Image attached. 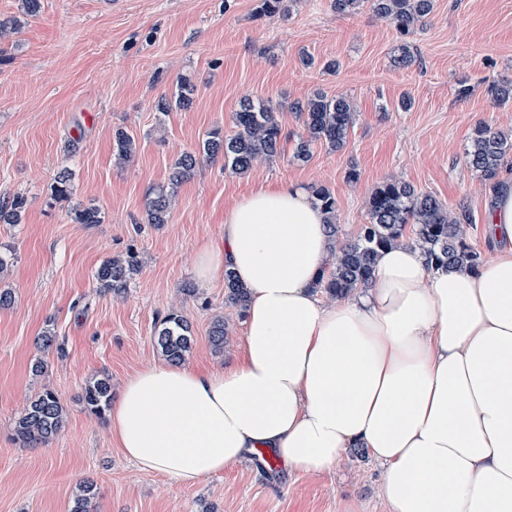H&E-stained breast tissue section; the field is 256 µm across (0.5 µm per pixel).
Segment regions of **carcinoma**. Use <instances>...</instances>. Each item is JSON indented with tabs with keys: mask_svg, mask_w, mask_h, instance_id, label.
<instances>
[{
	"mask_svg": "<svg viewBox=\"0 0 512 512\" xmlns=\"http://www.w3.org/2000/svg\"><path fill=\"white\" fill-rule=\"evenodd\" d=\"M369 3L378 17L390 22L398 34L407 38L422 28L434 9V0H332L331 7L338 14H350ZM289 5L285 0H260L257 16L286 15ZM195 85L188 77L176 82L172 97L162 96L155 104V111L166 116L175 109H185L193 102ZM293 109L303 119L306 136L299 139L293 153L296 161H307L314 146L320 144L336 152L346 143L355 121L352 103L344 96L329 97L316 91L306 99L294 103ZM235 132L226 137L214 130L207 135L199 150L185 152L175 158L170 167L168 182L149 193L146 207L147 223L164 224L172 209L180 185L195 172L201 160L220 156L231 173L244 175L261 161H270L281 154L283 132L275 107L265 101L245 100L234 117ZM114 145L118 158L130 159L136 152V141L123 129L114 132ZM512 151V135L484 122L475 127L467 156L469 163L486 181L497 179L505 157ZM54 193L57 199L66 200L72 194V174L64 169L59 172ZM317 205L330 217L331 228H336V201L328 188L313 189ZM26 199L16 195L0 202V223L21 222ZM368 222L362 225L356 238L346 242L336 251L333 271L324 283V290L332 297L346 295L352 288L365 285L371 278L373 266L381 248L396 245L404 240L408 225H413V240L430 260L449 264L467 260L476 265L481 254L471 247L461 223H471L469 215L457 218L448 214L447 207L434 195L417 190L406 181L385 182L377 186L367 200ZM139 269L138 254L131 250L122 257L105 260L96 270L94 278L100 289L115 296L125 294L130 280ZM225 303L245 310L247 293L239 288L231 274L224 277ZM228 332L224 318L215 319L209 338L216 353L224 351ZM157 346L168 361L183 362L192 349L193 335L188 321L170 312L157 318L154 325ZM38 343L43 352L63 354L64 349L54 329L45 328ZM112 401V383L107 376L88 381L82 396L84 410L97 416L105 415ZM67 410L58 395L43 389L32 397L24 411L15 418L14 439L24 446L47 444L64 429ZM96 486L86 482L75 493L70 512H92Z\"/></svg>",
	"mask_w": 512,
	"mask_h": 512,
	"instance_id": "1",
	"label": "carcinoma"
}]
</instances>
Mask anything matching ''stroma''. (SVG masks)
<instances>
[{
  "instance_id": "35a3bbf8",
  "label": "stroma",
  "mask_w": 512,
  "mask_h": 512,
  "mask_svg": "<svg viewBox=\"0 0 512 512\" xmlns=\"http://www.w3.org/2000/svg\"><path fill=\"white\" fill-rule=\"evenodd\" d=\"M259 0H42L36 16L21 0H0V18L20 22L0 41V201L26 199L22 220L0 224L9 257L0 289V512H69L79 483L97 486V512H388L379 469L365 454L318 475L291 474L265 453L247 455L193 486H175L126 460L109 421L83 410L90 378L108 375L113 395L161 360L158 316L177 311L192 325L187 365L221 369L241 342L244 319L224 303V283L199 287L195 254L222 243L224 211L273 184L327 187L336 199L337 236L354 239L368 220L366 200L381 183L410 182L450 213L468 209V243L494 254L486 219L493 186L469 165L474 128L487 122L512 134V102L497 105L489 84L512 82V0H435L408 39L363 6L337 14L330 0H294L288 15L257 17ZM411 65L396 64L401 43ZM312 57L314 66L304 64ZM335 70H326L328 62ZM196 86L190 108L159 116L154 105L179 76ZM471 89L457 95L459 85ZM320 91L349 98L355 123L344 148L315 146L293 158L303 124L294 102ZM409 97L411 106L399 101ZM276 107L285 134L278 158L238 176L223 159L203 162L179 189L167 223H146L150 188L166 183L172 160L207 134H232L244 98ZM138 142L115 158L113 135ZM72 173L69 200L53 198L60 169ZM357 180H349V170ZM100 210L98 224L76 223L73 209ZM140 269L126 293L101 291L100 264L128 250ZM224 317L229 336L215 354L209 330ZM63 355H42L45 327ZM46 358L45 375L31 365ZM49 387L68 410L49 446L25 448L12 425L27 400Z\"/></svg>"
}]
</instances>
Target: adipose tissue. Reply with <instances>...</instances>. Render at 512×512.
<instances>
[{"mask_svg": "<svg viewBox=\"0 0 512 512\" xmlns=\"http://www.w3.org/2000/svg\"><path fill=\"white\" fill-rule=\"evenodd\" d=\"M487 231L489 260L386 248L367 285L328 301L337 239L310 190L236 200L195 271L203 285L232 272L248 294L239 360L136 372L110 409L114 441L179 486L260 449L301 474L363 450L388 512H512V178Z\"/></svg>", "mask_w": 512, "mask_h": 512, "instance_id": "adipose-tissue-1", "label": "adipose tissue"}]
</instances>
